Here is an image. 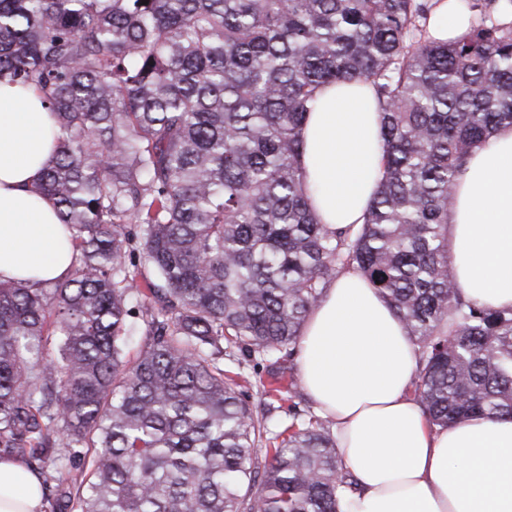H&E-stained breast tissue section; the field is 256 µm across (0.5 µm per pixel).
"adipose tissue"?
<instances>
[{
	"instance_id": "obj_1",
	"label": "adipose tissue",
	"mask_w": 512,
	"mask_h": 512,
	"mask_svg": "<svg viewBox=\"0 0 512 512\" xmlns=\"http://www.w3.org/2000/svg\"><path fill=\"white\" fill-rule=\"evenodd\" d=\"M471 20L462 0H439L438 39ZM301 130V172L318 220L363 224L382 177L380 114L373 88H319ZM55 120L35 88L0 83V280L66 277L69 233L37 185L54 156ZM450 256L468 299L512 309V126L476 148L454 190ZM301 386L334 423L355 488L340 512H512V418L432 426L411 392L418 351L393 308L353 269L339 273L297 344ZM42 479L0 456V512H45Z\"/></svg>"
}]
</instances>
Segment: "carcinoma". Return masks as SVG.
I'll use <instances>...</instances> for the list:
<instances>
[{
    "label": "carcinoma",
    "instance_id": "cac0c4a2",
    "mask_svg": "<svg viewBox=\"0 0 512 512\" xmlns=\"http://www.w3.org/2000/svg\"><path fill=\"white\" fill-rule=\"evenodd\" d=\"M466 2L469 30L441 41L426 0H0V82L56 118L39 188L76 251L60 281H0V453L78 449L71 512H338L355 482L332 420L272 432L241 381L294 354L351 268L417 346L430 424L511 417L512 310L465 297L448 214L473 150L512 126V0ZM340 81L381 112L356 231L319 223L300 167Z\"/></svg>",
    "mask_w": 512,
    "mask_h": 512
}]
</instances>
